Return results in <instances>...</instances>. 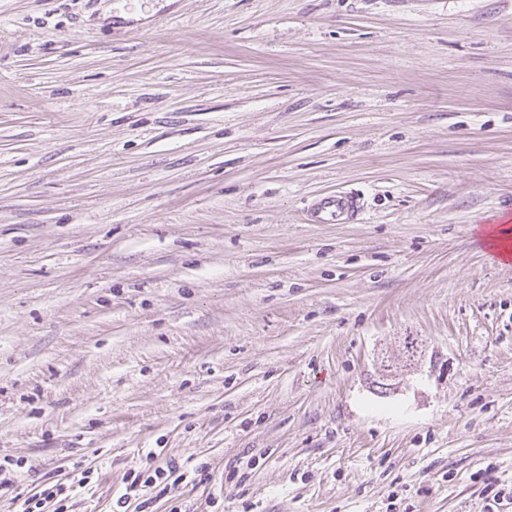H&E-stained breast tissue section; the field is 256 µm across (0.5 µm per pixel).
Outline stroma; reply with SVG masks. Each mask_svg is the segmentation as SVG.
<instances>
[{"instance_id":"obj_1","label":"stroma","mask_w":512,"mask_h":512,"mask_svg":"<svg viewBox=\"0 0 512 512\" xmlns=\"http://www.w3.org/2000/svg\"><path fill=\"white\" fill-rule=\"evenodd\" d=\"M502 214L512 0H0V512H512ZM363 212L361 197L353 192H336L313 205L310 213L314 224H346L358 221ZM155 454L150 451L146 454V461L150 463L148 473L144 471H130L125 478V492L119 496L116 501L118 507H124L132 498L139 496L145 488L159 489V494L165 492L168 488V480L179 472L180 466L175 460H167L162 464L156 463Z\"/></svg>"}]
</instances>
